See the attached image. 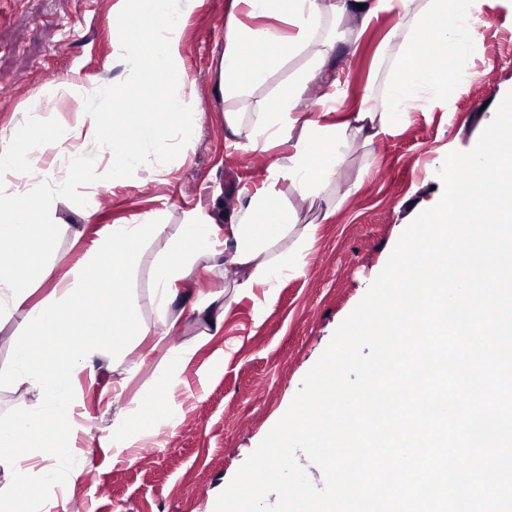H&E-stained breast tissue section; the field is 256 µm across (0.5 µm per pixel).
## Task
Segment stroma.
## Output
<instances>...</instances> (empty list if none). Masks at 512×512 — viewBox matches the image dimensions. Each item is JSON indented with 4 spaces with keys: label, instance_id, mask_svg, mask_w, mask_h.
I'll return each instance as SVG.
<instances>
[{
    "label": "stroma",
    "instance_id": "stroma-1",
    "mask_svg": "<svg viewBox=\"0 0 512 512\" xmlns=\"http://www.w3.org/2000/svg\"><path fill=\"white\" fill-rule=\"evenodd\" d=\"M118 0H0V133L10 132L26 113H40L66 138L78 129L79 145L99 154L101 181L84 186L80 208L60 199L51 216L58 225L57 274H65L95 251L108 226L163 224V231L138 249L132 287L139 315L154 323L153 269L156 259L183 231L187 213L201 211L217 224L229 223L244 204L243 188L260 186L267 167L288 154L285 144L252 149L248 135L260 113L305 56L269 69L266 80L243 99L225 100L218 62L224 53V19L230 0H200L180 39V63L192 75L197 114L195 144L188 155L163 166L147 165L115 184L104 174L108 152L89 137L74 101H60L56 89L91 83L114 84L129 74L113 52ZM482 23L470 49L478 74L449 104L414 103L402 127L369 146H355L338 168L337 194L344 201L323 221V200L302 198L280 182L284 203L298 224L318 227L305 268L272 288L265 307L238 296L223 269L189 270L183 294L221 293L228 308L224 327L209 335L204 322L183 314L165 339L150 336L128 347L123 361L105 360L96 383L78 382L72 443L84 465L70 484L45 489V496L83 512H214L216 499L264 436L290 406L301 383L328 346L337 326L354 310L385 266L400 236L423 210L439 202L437 175L453 151L471 150L496 109L512 90V0H483ZM396 13L382 14L346 56L338 93L344 110L363 98L381 100L383 72L375 62ZM239 110L237 145L224 140L225 108ZM196 346L192 361L174 385L157 373L168 350ZM226 352L223 363L213 356ZM142 361L135 375L132 362ZM165 398L164 414L151 420L147 451L112 446L115 407L153 409Z\"/></svg>",
    "mask_w": 512,
    "mask_h": 512
}]
</instances>
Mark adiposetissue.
<instances>
[{"mask_svg":"<svg viewBox=\"0 0 512 512\" xmlns=\"http://www.w3.org/2000/svg\"><path fill=\"white\" fill-rule=\"evenodd\" d=\"M232 5L219 61L225 98L245 96L265 80L270 66L300 54L308 57L249 134L254 145L286 140L291 152L272 164L231 224H216L203 212L189 213L182 235L155 266L158 324L140 319L130 282L139 245L161 233L162 225H112L96 252L54 278L57 229L43 221L42 212L47 195L63 197L72 190L70 182L55 181L43 165L58 138L35 112L0 137V242L11 244L0 251V320L21 312L27 319V332L16 341L12 363L0 380L36 388L44 396L39 411H21L0 423V468L12 480L9 494L0 496V512H43V489L80 475V459L63 450L74 425L79 375L96 380L103 359L124 358L138 337L167 335L177 321L173 307L188 268L223 266L235 274L237 292L249 294L257 287H274L305 266L316 241L314 224L303 226L288 253L267 254L294 222L281 202L280 181H288L300 195L322 196L354 145L367 146L396 131L412 102H447L450 94L466 90L475 74L468 41L480 0H232ZM241 11L285 19L292 30L250 28L238 19ZM391 11L399 22L390 34L395 50L382 55L388 68L384 106L366 99L355 111L336 115L337 81L326 75L334 47L317 37L322 20L347 15L363 31ZM314 81L323 83L325 91L310 104L303 93ZM49 279L54 282L49 298L27 307L30 285Z\"/></svg>","mask_w":512,"mask_h":512,"instance_id":"ef3b65f1","label":"adipose tissue"}]
</instances>
